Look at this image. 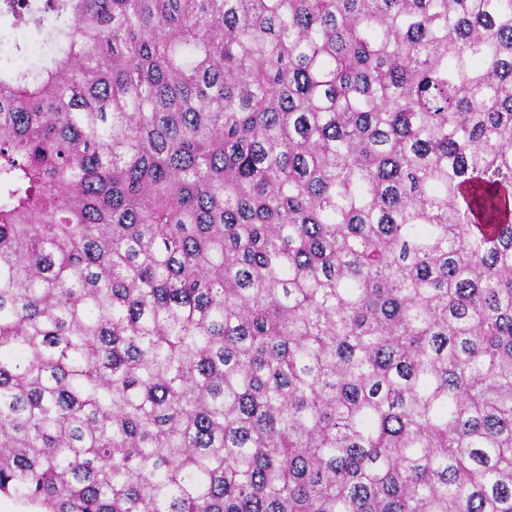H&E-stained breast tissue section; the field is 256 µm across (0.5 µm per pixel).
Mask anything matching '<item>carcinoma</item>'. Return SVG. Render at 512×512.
Segmentation results:
<instances>
[{
    "mask_svg": "<svg viewBox=\"0 0 512 512\" xmlns=\"http://www.w3.org/2000/svg\"><path fill=\"white\" fill-rule=\"evenodd\" d=\"M0 493L512 512V0H0ZM10 22V19L7 17L0 19V31H2V34H20L21 37L19 39L28 45V56L25 61L38 62L42 57H35L34 55H39L36 48L40 43L34 41H43L42 36L33 27L24 30H14L11 28Z\"/></svg>",
    "mask_w": 512,
    "mask_h": 512,
    "instance_id": "cac0c4a2",
    "label": "carcinoma"
}]
</instances>
